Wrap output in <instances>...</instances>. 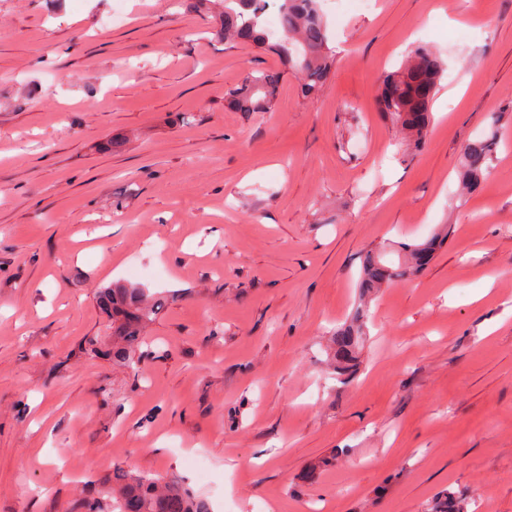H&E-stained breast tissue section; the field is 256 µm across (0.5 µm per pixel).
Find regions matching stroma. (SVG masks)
<instances>
[{"label": "stroma", "instance_id": "35a3bbf8", "mask_svg": "<svg viewBox=\"0 0 512 512\" xmlns=\"http://www.w3.org/2000/svg\"><path fill=\"white\" fill-rule=\"evenodd\" d=\"M322 10L330 80L306 100L286 75L276 111L243 113L225 91L279 61L218 20L0 0V512H75L118 467L208 512H427L447 487L512 512V0ZM417 44L447 67L418 152L376 106ZM493 129L459 198L461 150ZM441 224L338 381L362 256ZM126 280L161 304L131 366L91 351L112 345L97 289ZM498 144L499 137L496 131L476 136L464 144L459 163L463 189L470 192L481 183Z\"/></svg>", "mask_w": 512, "mask_h": 512}]
</instances>
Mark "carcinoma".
I'll use <instances>...</instances> for the list:
<instances>
[{
    "label": "carcinoma",
    "instance_id": "cac0c4a2",
    "mask_svg": "<svg viewBox=\"0 0 512 512\" xmlns=\"http://www.w3.org/2000/svg\"><path fill=\"white\" fill-rule=\"evenodd\" d=\"M267 0H197L196 7L220 19L218 35L226 41L270 49L283 69L249 73L241 84L228 90L225 105L234 112H270L278 99L284 72L295 74L304 97L319 90L330 79L333 64L331 35L319 0H277L280 30L266 29ZM443 72L440 56L431 48L411 49L401 66L385 74L377 97L378 111L407 133L415 146L424 143L431 123V106ZM499 144L497 132L468 140L460 158L463 189L474 190L485 177L489 161ZM448 238V225L430 239L400 246L403 260L394 264L386 259L384 244L365 257L360 273L361 295L378 293L396 280L415 276L433 257L440 243ZM98 306L112 323V358L130 359L139 345L142 331L156 315L159 306L145 302L137 288H105ZM369 331L362 312L336 331L337 377L355 373ZM112 512H207L204 501L196 498L179 480L143 479L121 473L114 479ZM469 503L450 491L442 493L432 512H469Z\"/></svg>",
    "mask_w": 512,
    "mask_h": 512
}]
</instances>
